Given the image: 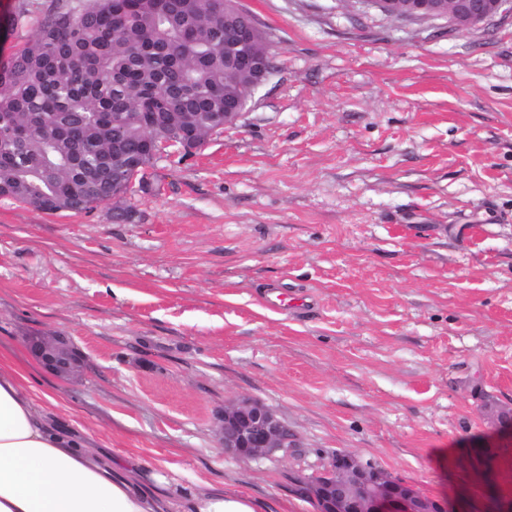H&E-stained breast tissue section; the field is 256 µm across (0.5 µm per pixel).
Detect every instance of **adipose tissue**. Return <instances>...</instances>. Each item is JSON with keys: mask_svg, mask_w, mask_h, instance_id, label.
Segmentation results:
<instances>
[{"mask_svg": "<svg viewBox=\"0 0 512 512\" xmlns=\"http://www.w3.org/2000/svg\"><path fill=\"white\" fill-rule=\"evenodd\" d=\"M57 405L27 366L0 354V512H261L251 494L208 482L187 495L151 494L137 467L63 425Z\"/></svg>", "mask_w": 512, "mask_h": 512, "instance_id": "ef3b65f1", "label": "adipose tissue"}]
</instances>
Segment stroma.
Instances as JSON below:
<instances>
[{
	"mask_svg": "<svg viewBox=\"0 0 512 512\" xmlns=\"http://www.w3.org/2000/svg\"><path fill=\"white\" fill-rule=\"evenodd\" d=\"M274 71L237 128L152 169L122 207L0 199V353L60 419L146 475L177 469L271 512H318L347 451L450 512L512 497V13L466 30L356 0H243ZM271 288L306 309L267 305ZM69 336L81 378L26 340ZM253 398L298 435L242 462L218 442ZM450 449L438 460L437 449Z\"/></svg>",
	"mask_w": 512,
	"mask_h": 512,
	"instance_id": "obj_1",
	"label": "stroma"
}]
</instances>
